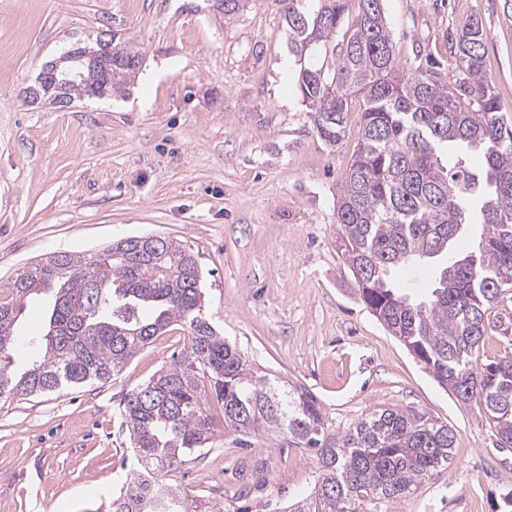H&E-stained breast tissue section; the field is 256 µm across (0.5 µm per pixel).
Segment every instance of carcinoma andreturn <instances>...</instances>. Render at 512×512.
I'll return each mask as SVG.
<instances>
[{"label":"carcinoma","instance_id":"cac0c4a2","mask_svg":"<svg viewBox=\"0 0 512 512\" xmlns=\"http://www.w3.org/2000/svg\"><path fill=\"white\" fill-rule=\"evenodd\" d=\"M284 2L298 91L318 135L337 145L351 106L361 112L336 212L342 254L362 279L359 299L461 402L477 391L499 446L512 448V352L479 367L471 360L487 310L512 288L502 279L512 271V121L486 75L482 21L461 25L457 74L447 78L430 61L404 72L384 0H359L353 17L348 0ZM87 46L76 40L63 52L67 102L108 97L141 66L128 42H109L100 57ZM464 148L480 153L479 170L466 165ZM465 224L483 226L472 260L448 261L426 302L399 293L394 272L448 252ZM41 294L51 297L47 330L36 338L38 358L19 374L11 364L16 319L24 300ZM205 305L196 257L168 237L155 248L120 239L100 255L57 253L0 285V398L105 383L179 326L187 331L181 352L119 403L134 470L159 482L127 479L112 512H221L167 482L213 443L212 401L225 429L283 437L312 458L314 496L290 512H379L448 465L455 432L407 410H375L345 432L331 430L313 395L278 393L207 320Z\"/></svg>","mask_w":512,"mask_h":512}]
</instances>
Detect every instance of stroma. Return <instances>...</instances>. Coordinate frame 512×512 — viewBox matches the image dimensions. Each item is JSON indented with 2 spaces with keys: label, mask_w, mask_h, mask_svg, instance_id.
<instances>
[{
  "label": "stroma",
  "mask_w": 512,
  "mask_h": 512,
  "mask_svg": "<svg viewBox=\"0 0 512 512\" xmlns=\"http://www.w3.org/2000/svg\"><path fill=\"white\" fill-rule=\"evenodd\" d=\"M503 0H384L407 68L431 54L455 74L458 29L479 17L487 76L512 118V20ZM143 54L125 91L60 106L25 102L49 56L81 35ZM281 0H0V282L57 252L86 255L161 235L194 252L216 329L280 392L313 394L344 432L400 408L457 435L445 469L386 512H504L512 448L358 298L336 224L338 187L360 137L351 109L331 147L295 87ZM152 75L151 84L142 76ZM477 364L512 350V291L488 311ZM159 336L106 383L0 399V512H110L132 473L117 409L184 345ZM188 498L279 512L311 495L314 462L263 432L217 433L169 476Z\"/></svg>",
  "instance_id": "obj_1"
}]
</instances>
